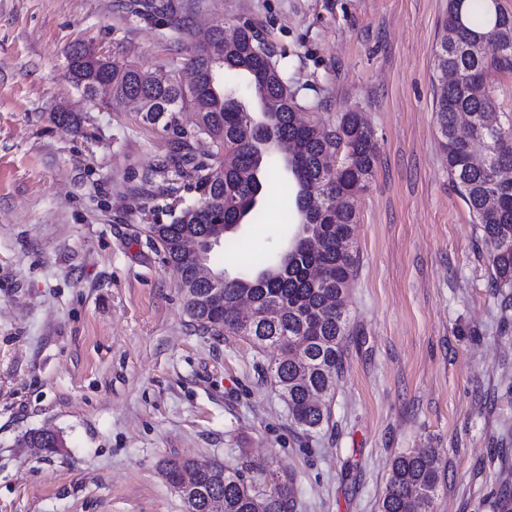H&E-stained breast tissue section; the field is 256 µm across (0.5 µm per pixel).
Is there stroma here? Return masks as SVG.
<instances>
[{"label": "stroma", "instance_id": "35a3bbf8", "mask_svg": "<svg viewBox=\"0 0 512 512\" xmlns=\"http://www.w3.org/2000/svg\"><path fill=\"white\" fill-rule=\"evenodd\" d=\"M0 0V512H184L170 457L263 467L293 512H379L391 462L436 449L433 512H501L512 498V305L448 173L434 112L448 0ZM247 25L316 118L363 114L377 162L355 228L343 368L320 431L292 424L272 350L196 332L149 224L193 190L157 166L175 137L66 77L82 41L169 76L209 27ZM77 113L79 128L58 124ZM228 274L271 253L293 218L271 183ZM51 429L63 446H29Z\"/></svg>", "mask_w": 512, "mask_h": 512}]
</instances>
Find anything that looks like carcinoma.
Wrapping results in <instances>:
<instances>
[{"mask_svg":"<svg viewBox=\"0 0 512 512\" xmlns=\"http://www.w3.org/2000/svg\"><path fill=\"white\" fill-rule=\"evenodd\" d=\"M215 26L211 48L187 60L189 82L160 79L133 65L112 63L104 72L88 65L82 91L106 105L139 97L142 119L163 125L178 147L158 164L159 173L190 177L202 191L170 224L145 231L160 245L184 293V309L197 330L241 336L257 349L276 351L267 371L285 400L292 423L320 429L326 401L342 369L348 331L345 297L356 256L359 201L373 176L376 144L359 112H344L328 126L295 111L296 92L285 69L249 26L228 41ZM434 108L448 173L483 229L490 247L491 285L512 288V121L502 120L488 88L492 71L512 70V12L500 0H448L437 35ZM245 84L262 110L237 96ZM196 112L195 135L209 138V161H197L176 112ZM288 142V155L280 154ZM288 176L296 215L278 251L246 263L213 287L195 272L186 240L237 244L243 224H257L266 186ZM165 480L183 492L185 512H290L287 481L260 488L251 477L220 462L202 468L188 458H169ZM441 481L434 449L406 451L392 461L379 512H432Z\"/></svg>","mask_w":512,"mask_h":512,"instance_id":"obj_1","label":"carcinoma"}]
</instances>
